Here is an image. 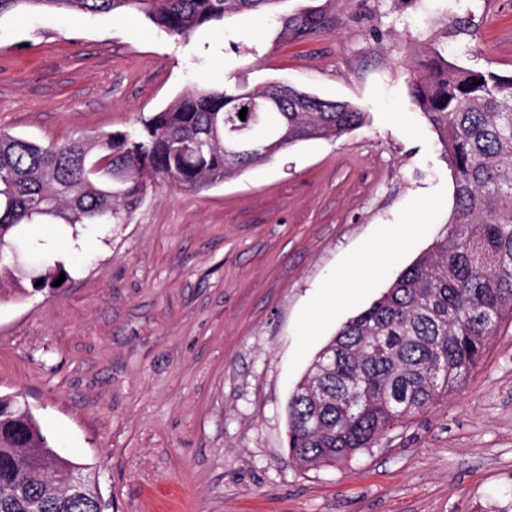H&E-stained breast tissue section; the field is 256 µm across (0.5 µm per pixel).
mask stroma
I'll use <instances>...</instances> for the list:
<instances>
[{
	"instance_id": "obj_1",
	"label": "stroma",
	"mask_w": 512,
	"mask_h": 512,
	"mask_svg": "<svg viewBox=\"0 0 512 512\" xmlns=\"http://www.w3.org/2000/svg\"><path fill=\"white\" fill-rule=\"evenodd\" d=\"M423 46L512 75V0H279L186 44L136 11L0 16V129L40 142L127 129L207 81H282L366 114L212 187L148 184L126 220L59 236L56 291L0 280V395H23L112 512H512L511 318L462 390L369 452L305 470L286 449L296 384L455 208L408 91Z\"/></svg>"
}]
</instances>
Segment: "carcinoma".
Returning <instances> with one entry per match:
<instances>
[{"mask_svg": "<svg viewBox=\"0 0 512 512\" xmlns=\"http://www.w3.org/2000/svg\"><path fill=\"white\" fill-rule=\"evenodd\" d=\"M279 0H0V16L23 8L92 14L135 9L182 40L239 11L273 12ZM481 84H475L477 80ZM410 96L439 136L454 177L456 206L442 234L373 304L322 349L288 402L289 456L310 470L352 460L411 418L456 393L482 362L502 320L512 316V76L470 69L436 47L411 64ZM247 108L245 119L239 111ZM365 114L284 82L229 89L204 84L122 132L42 143L0 131V276L35 255L30 292L53 290L66 271L25 224L104 226L129 217L147 181L189 191L221 183L268 159L252 139L295 143L340 138ZM242 155L225 152L228 139ZM109 164L96 175V161ZM43 280L38 286L36 281ZM336 361L319 374L322 358ZM72 468L19 398L0 396V512H109L97 482L70 495Z\"/></svg>", "mask_w": 512, "mask_h": 512, "instance_id": "1", "label": "carcinoma"}]
</instances>
